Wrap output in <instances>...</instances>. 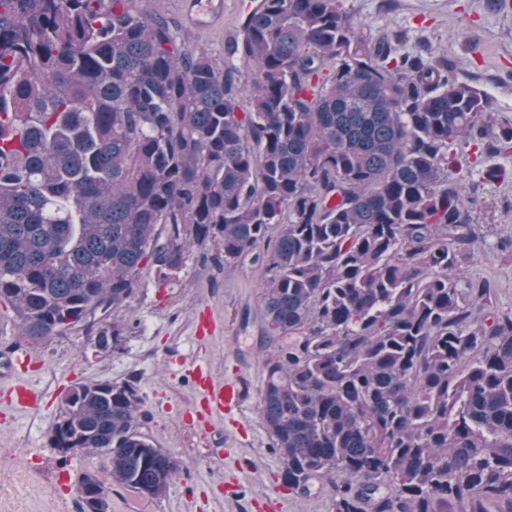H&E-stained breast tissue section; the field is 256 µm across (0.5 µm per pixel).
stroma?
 Masks as SVG:
<instances>
[{"label":"stroma","mask_w":512,"mask_h":512,"mask_svg":"<svg viewBox=\"0 0 512 512\" xmlns=\"http://www.w3.org/2000/svg\"><path fill=\"white\" fill-rule=\"evenodd\" d=\"M342 5L364 32L400 30L407 35L405 50L425 42L456 62L459 80L484 91L493 112L512 121V6L500 0H342ZM243 12V0H224L222 22L193 31L195 44L222 59L224 41ZM461 30L469 41L458 38ZM460 162L476 186L471 271L490 282L497 306L510 310L512 179L490 182L483 172L492 166L512 171V149L479 157L468 151ZM263 277V269L251 264L225 274L221 250L195 248L171 284L143 273L135 298L114 314L130 327L119 348L100 349L82 332L37 347L41 368L28 380L46 391L44 404L15 414L0 403V512H83L74 482L97 469L98 461L81 452H58L49 430L75 383L130 380L138 387L145 432L180 470L159 498L111 488V512H245L251 501L269 494L281 501L282 512H332L330 484L315 482L304 493L281 485V461L261 423L260 322L245 327L240 317L245 309H257ZM202 308L221 317L224 330L200 345L193 319ZM200 350L215 377L237 372L249 383L245 428L235 439H227L223 420H215L209 434L182 413L193 398L183 363Z\"/></svg>","instance_id":"1"}]
</instances>
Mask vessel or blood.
<instances>
[{"mask_svg":"<svg viewBox=\"0 0 512 512\" xmlns=\"http://www.w3.org/2000/svg\"><path fill=\"white\" fill-rule=\"evenodd\" d=\"M36 367V356L26 350L17 352L8 362V372L13 383L8 389L7 397L20 409L35 407L43 397L42 392L28 386L24 381L25 375ZM191 375L194 399L184 409L186 418L212 420L243 415L249 389L239 374L217 379L209 369L196 365L192 367Z\"/></svg>","mask_w":512,"mask_h":512,"instance_id":"vessel-or-blood-1","label":"vessel or blood"}]
</instances>
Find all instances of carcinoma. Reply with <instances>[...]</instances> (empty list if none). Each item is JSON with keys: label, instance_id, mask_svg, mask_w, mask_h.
Here are the masks:
<instances>
[{"label": "carcinoma", "instance_id": "carcinoma-1", "mask_svg": "<svg viewBox=\"0 0 512 512\" xmlns=\"http://www.w3.org/2000/svg\"><path fill=\"white\" fill-rule=\"evenodd\" d=\"M342 0H260L217 61L141 0H0V303L33 345L95 327L143 270L216 246L265 268L263 427L333 512H512V310L469 273L458 151L512 123ZM137 385L81 382L50 444L162 496Z\"/></svg>", "mask_w": 512, "mask_h": 512}]
</instances>
